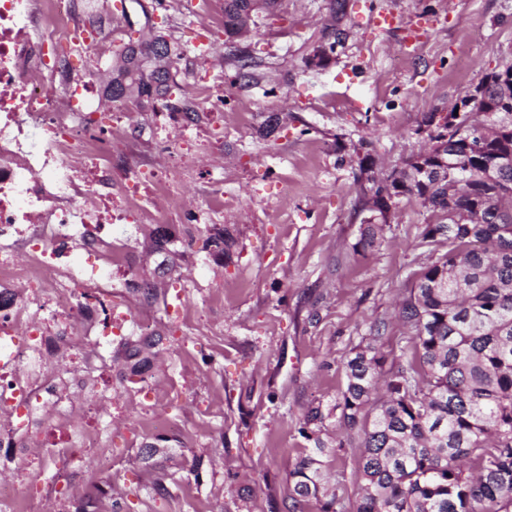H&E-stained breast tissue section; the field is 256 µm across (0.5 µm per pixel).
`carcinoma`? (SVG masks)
Returning <instances> with one entry per match:
<instances>
[{"label":"carcinoma","mask_w":512,"mask_h":512,"mask_svg":"<svg viewBox=\"0 0 512 512\" xmlns=\"http://www.w3.org/2000/svg\"><path fill=\"white\" fill-rule=\"evenodd\" d=\"M277 0H224V34L240 37L253 16L270 12ZM155 72L139 73L130 98L170 92ZM490 128L448 122L433 129L431 145L411 155L404 168L376 185L366 210L374 242L400 199L430 213L425 243L444 249L416 280L399 315L413 330L397 361L372 337L344 362L347 383L336 402L304 416L300 433L310 444L289 471V512H339L338 484L329 483L325 458L346 448L323 439L325 422L349 430L362 448L354 481V512H512V170L497 165L501 140L512 139V103L495 101ZM156 331L124 344L129 377L149 365L145 350L163 344ZM150 454L139 455L146 471L175 461L167 437ZM110 482L74 504L75 512H100Z\"/></svg>","instance_id":"1"}]
</instances>
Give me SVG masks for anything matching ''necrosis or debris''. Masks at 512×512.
I'll use <instances>...</instances> for the list:
<instances>
[{
    "instance_id": "necrosis-or-debris-1",
    "label": "necrosis or debris",
    "mask_w": 512,
    "mask_h": 512,
    "mask_svg": "<svg viewBox=\"0 0 512 512\" xmlns=\"http://www.w3.org/2000/svg\"><path fill=\"white\" fill-rule=\"evenodd\" d=\"M118 40L78 0H0V409L16 429L59 436L34 457L39 480L20 472L0 480V512H28L35 496L52 499L84 461L112 469L97 424L73 437L68 409L50 425L37 414V403L61 399L56 377L22 372L36 355L74 374L101 362L104 346L128 327L148 334L149 322L112 305V275L128 255L99 225L189 217L181 176L197 173L212 188L224 181L223 167H199L214 143L194 135V118L183 113L164 137L151 182L113 191L126 115L105 112L98 83L77 76L73 57L90 55L102 73Z\"/></svg>"
}]
</instances>
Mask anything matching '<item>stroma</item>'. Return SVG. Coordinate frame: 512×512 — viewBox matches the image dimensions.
I'll list each match as a JSON object with an SVG mask.
<instances>
[{"label": "stroma", "mask_w": 512, "mask_h": 512, "mask_svg": "<svg viewBox=\"0 0 512 512\" xmlns=\"http://www.w3.org/2000/svg\"><path fill=\"white\" fill-rule=\"evenodd\" d=\"M101 22L116 19L121 42L152 26L173 49L174 84L146 108L120 109L139 127L127 161L140 170L159 150L160 127L193 79L201 102L224 97V113L199 114L201 133L223 125V211L184 227L144 221L105 233L131 248L115 272L116 299L163 330L162 354L142 378L113 366L104 381L112 406V484L101 512H288V472L306 446L307 411L333 404L343 363L372 325L389 359L412 335L399 304L434 259L422 241L426 210L401 201L372 246L356 177L375 156L387 176L426 142V114L464 97L484 75L512 64V0H348L347 36L326 66L310 62L332 24L329 0H280L248 37L201 18H222L224 0H193L175 14L156 0H88ZM394 13L395 28L368 23ZM425 34L398 57L411 26ZM249 51L256 80L236 78L234 56ZM159 292L141 304L130 286ZM165 413L169 427L154 425ZM175 439L170 494L155 497L138 461L158 436ZM210 459L200 476L194 457Z\"/></svg>", "instance_id": "stroma-1"}]
</instances>
